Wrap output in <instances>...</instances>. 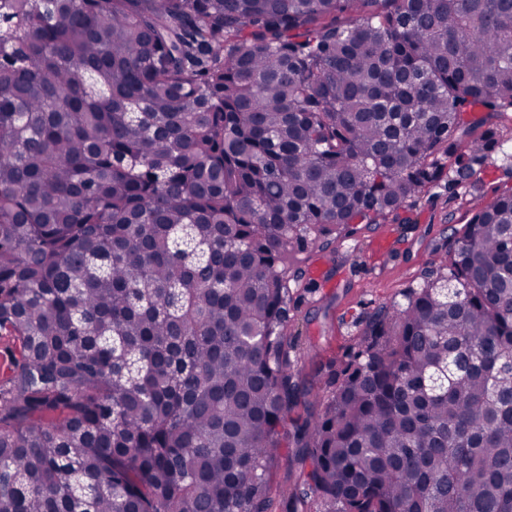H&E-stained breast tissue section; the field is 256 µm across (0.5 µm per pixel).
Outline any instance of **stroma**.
Masks as SVG:
<instances>
[{"mask_svg":"<svg viewBox=\"0 0 512 512\" xmlns=\"http://www.w3.org/2000/svg\"><path fill=\"white\" fill-rule=\"evenodd\" d=\"M510 186L512 161L491 159L467 187L421 194L405 210V223L362 224L337 242L335 252L314 245L298 252L302 267L321 271L318 291L303 294L288 327L300 376L315 393L327 397L318 370L346 352L365 316L378 304L402 300L421 271L445 253L452 228L467 224L478 204Z\"/></svg>","mask_w":512,"mask_h":512,"instance_id":"1","label":"stroma"}]
</instances>
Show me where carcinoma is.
Returning <instances> with one entry per match:
<instances>
[{
	"instance_id": "cac0c4a2",
	"label": "carcinoma",
	"mask_w": 512,
	"mask_h": 512,
	"mask_svg": "<svg viewBox=\"0 0 512 512\" xmlns=\"http://www.w3.org/2000/svg\"><path fill=\"white\" fill-rule=\"evenodd\" d=\"M512 0H0V512H512V188L309 395L287 258L505 154ZM21 359V344L17 337L0 331V388H7L15 365ZM294 452L295 448H284L283 455L272 473L273 490L279 512L287 510L284 507H279V503L288 498L292 488L293 474L295 472Z\"/></svg>"
}]
</instances>
